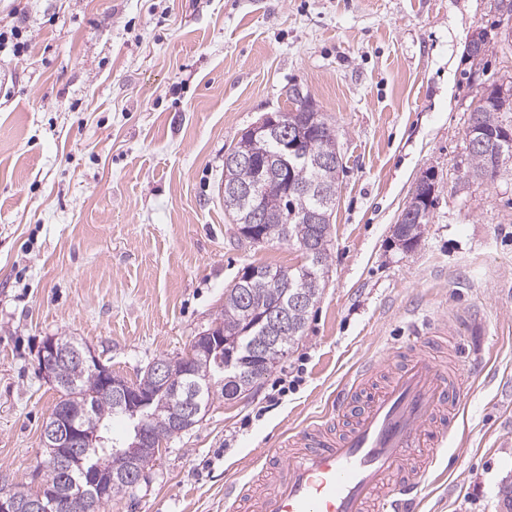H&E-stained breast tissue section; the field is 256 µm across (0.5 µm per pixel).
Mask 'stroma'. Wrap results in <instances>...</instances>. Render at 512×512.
I'll list each match as a JSON object with an SVG mask.
<instances>
[{
  "mask_svg": "<svg viewBox=\"0 0 512 512\" xmlns=\"http://www.w3.org/2000/svg\"><path fill=\"white\" fill-rule=\"evenodd\" d=\"M27 49L0 54V473L32 487L59 400L38 373L73 336L135 379L183 354L245 266L294 268L224 212V155L299 87L343 157L329 273L301 338L249 392L168 440L102 512H227L257 451L332 410L359 367L406 338L411 311L450 321L470 389L418 512H512V163L469 177L480 95L512 81L491 0H0ZM419 244L392 227L425 174ZM295 386L273 410L281 380Z\"/></svg>",
  "mask_w": 512,
  "mask_h": 512,
  "instance_id": "1",
  "label": "stroma"
}]
</instances>
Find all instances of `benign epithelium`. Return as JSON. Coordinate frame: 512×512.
I'll list each match as a JSON object with an SVG mask.
<instances>
[{"label": "benign epithelium", "instance_id": "benign-epithelium-1", "mask_svg": "<svg viewBox=\"0 0 512 512\" xmlns=\"http://www.w3.org/2000/svg\"><path fill=\"white\" fill-rule=\"evenodd\" d=\"M313 125L297 124L294 115L286 112H274L263 115L249 128L250 136L272 135L281 141L282 149L274 155H266L257 160L252 154H245L240 150H231L224 155V162L230 168L250 165L255 171V182L252 184H239L232 182L224 188L226 198L231 204L240 200L254 201V219L260 220L266 211L278 205L282 193L276 191H260L259 185H266L278 179L288 183V193H296L302 189L310 192L320 191V187L313 183L305 185L294 182V171L298 162L303 159L298 144L309 136ZM512 140V129L505 127L500 131L499 137H489L472 124L468 130L467 146L472 150L487 146V143L508 142ZM264 279L270 288H289L291 280L288 272L277 276L261 268H251L245 280ZM217 324L209 329L202 330L193 339L190 349L177 358L158 361L150 371V377L141 384L132 383L123 377L112 373V368L106 366L95 350L89 346L82 351H71L57 336H48L42 343L39 362L43 378L54 383L53 367L61 360L71 363L82 370H95L103 378V393L112 395V398L126 406L132 417L139 420L135 429V437L128 446L112 450L111 468L106 469L102 464L89 462L77 457L80 448H94L104 441L99 426L91 418V412H84L81 420L77 421L65 411L59 409L50 413L46 420L42 435L44 444L57 454V461L63 467L74 463L80 466L85 480V489L93 498L103 497L109 486L108 476L114 473L133 479L140 477L142 470L139 463L145 459L156 456L159 444L158 434L154 431L151 421V409L155 401L165 397L170 405L179 410V415L172 421L174 430L182 433L197 425L195 417L201 412L197 397L201 391L211 394L216 385L210 378L204 379V384H196L190 389L180 386H170V373L175 369H182L187 374L193 373L195 364L202 360H214L216 363L230 369L235 366V350L224 342V334L216 333ZM33 508L36 512H57L58 500L54 493L42 491L36 498Z\"/></svg>", "mask_w": 512, "mask_h": 512}]
</instances>
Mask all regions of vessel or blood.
<instances>
[{
	"label": "vessel or blood",
	"instance_id": "obj_1",
	"mask_svg": "<svg viewBox=\"0 0 512 512\" xmlns=\"http://www.w3.org/2000/svg\"><path fill=\"white\" fill-rule=\"evenodd\" d=\"M449 333L442 320L411 325L404 365H365L337 394L331 419L265 453L256 482L225 485L229 512H417L462 403L460 372L432 353L434 337Z\"/></svg>",
	"mask_w": 512,
	"mask_h": 512
}]
</instances>
